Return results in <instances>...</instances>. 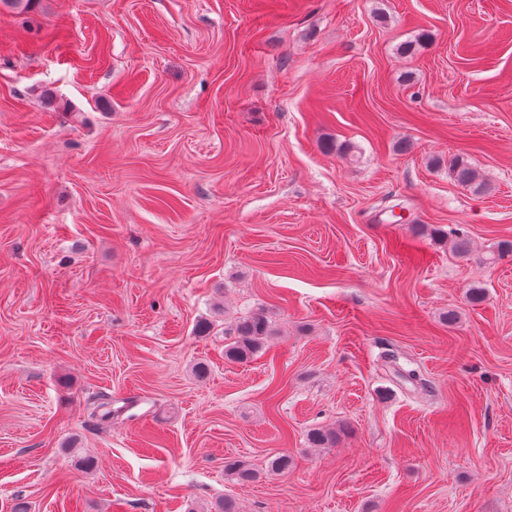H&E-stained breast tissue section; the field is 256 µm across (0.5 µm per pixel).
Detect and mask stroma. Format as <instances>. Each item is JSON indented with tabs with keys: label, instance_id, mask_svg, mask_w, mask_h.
Wrapping results in <instances>:
<instances>
[{
	"label": "stroma",
	"instance_id": "obj_1",
	"mask_svg": "<svg viewBox=\"0 0 512 512\" xmlns=\"http://www.w3.org/2000/svg\"><path fill=\"white\" fill-rule=\"evenodd\" d=\"M503 242L512 0L0 4V512H512ZM272 331V323L263 313L237 321L233 329L235 339L227 344L224 356L232 362L248 361L263 349Z\"/></svg>",
	"mask_w": 512,
	"mask_h": 512
}]
</instances>
